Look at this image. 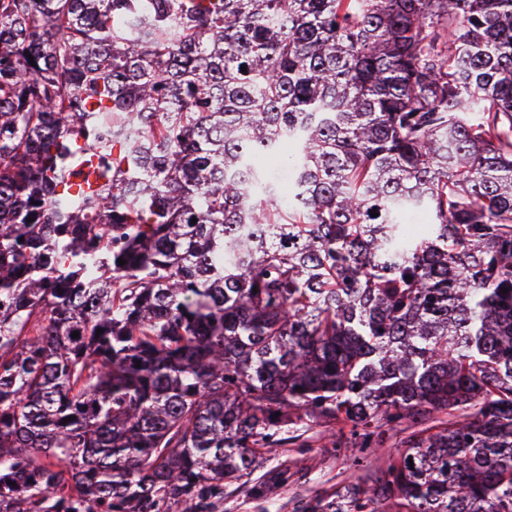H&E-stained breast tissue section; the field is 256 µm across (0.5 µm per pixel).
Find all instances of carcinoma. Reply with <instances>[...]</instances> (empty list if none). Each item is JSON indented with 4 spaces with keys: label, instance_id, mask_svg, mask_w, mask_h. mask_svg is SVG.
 <instances>
[{
    "label": "carcinoma",
    "instance_id": "carcinoma-1",
    "mask_svg": "<svg viewBox=\"0 0 512 512\" xmlns=\"http://www.w3.org/2000/svg\"><path fill=\"white\" fill-rule=\"evenodd\" d=\"M418 418L295 512H512V0H0V512L263 502ZM320 430L314 428L306 433L305 439L310 441V448H281L279 455L272 457L267 467L256 473V476L260 475L280 461H287L288 467L302 475L297 483L279 490L272 499L262 503L252 500L243 487L232 485L224 490V505H220L218 512H294L300 498L319 492L331 493L351 480L363 486L370 475V468L352 464L355 450L344 448L350 438L349 429L339 433L336 428V441L339 438L342 448L322 447Z\"/></svg>",
    "mask_w": 512,
    "mask_h": 512
}]
</instances>
